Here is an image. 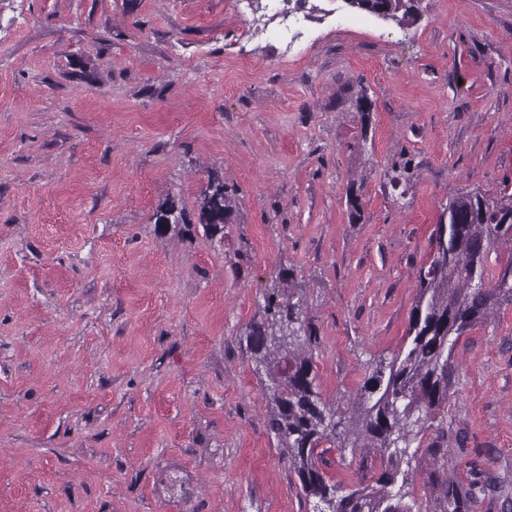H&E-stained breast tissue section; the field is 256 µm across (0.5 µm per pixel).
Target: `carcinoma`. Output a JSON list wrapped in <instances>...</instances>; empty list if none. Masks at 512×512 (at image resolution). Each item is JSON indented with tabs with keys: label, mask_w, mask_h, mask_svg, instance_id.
Masks as SVG:
<instances>
[{
	"label": "carcinoma",
	"mask_w": 512,
	"mask_h": 512,
	"mask_svg": "<svg viewBox=\"0 0 512 512\" xmlns=\"http://www.w3.org/2000/svg\"><path fill=\"white\" fill-rule=\"evenodd\" d=\"M359 10L405 28L420 15V0H345ZM232 206L223 180L212 175L199 204L198 223L213 238L224 232ZM184 220L174 202L158 207L155 226ZM512 243V192L481 189L454 195L433 232L436 252L418 273V297L407 340L391 359L372 364L368 376L341 410L327 404L316 384L313 351L319 336L293 273H278L279 286L264 297L260 317L249 322L239 343L258 376L269 409L268 426L283 460L299 481L312 512H411L404 494L390 488L406 482L407 449L448 401L451 362L460 338L503 298L512 297V260L493 286L485 281L491 247ZM370 442L386 460L374 484L349 489L330 482L316 464L323 444L343 449Z\"/></svg>",
	"instance_id": "cac0c4a2"
}]
</instances>
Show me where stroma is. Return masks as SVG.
Segmentation results:
<instances>
[{"mask_svg":"<svg viewBox=\"0 0 512 512\" xmlns=\"http://www.w3.org/2000/svg\"><path fill=\"white\" fill-rule=\"evenodd\" d=\"M420 11L404 31L344 0H0V512H309L240 332L293 269L345 406L404 344L449 196L512 187V0ZM213 174L223 243L157 234ZM453 362L404 502L512 512V301ZM318 465L370 484L382 456Z\"/></svg>","mask_w":512,"mask_h":512,"instance_id":"stroma-1","label":"stroma"}]
</instances>
